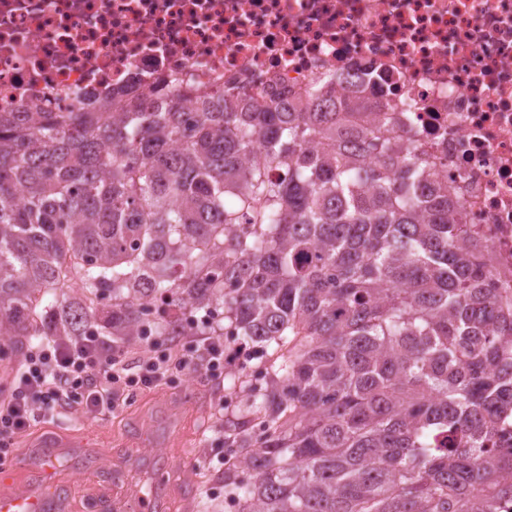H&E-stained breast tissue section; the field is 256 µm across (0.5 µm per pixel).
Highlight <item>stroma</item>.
Listing matches in <instances>:
<instances>
[{"instance_id":"1","label":"stroma","mask_w":512,"mask_h":512,"mask_svg":"<svg viewBox=\"0 0 512 512\" xmlns=\"http://www.w3.org/2000/svg\"><path fill=\"white\" fill-rule=\"evenodd\" d=\"M190 346L187 336L176 346L163 336L126 344L120 359L128 371H137L149 357L162 356L169 372L156 387L117 402L112 413L64 409L53 422L18 435L17 458L4 465L14 484L25 480L17 459L27 453L32 437L56 431L80 440L86 448L85 454L64 455L56 461L68 478L71 512H111L113 499L149 494L157 475L165 479L170 512H203L207 505L215 512H236L217 479L227 454L221 422L225 413L240 407L242 383L257 378L265 358L259 350L244 347L233 371L216 380L203 371L191 375L179 371L178 358L188 354ZM134 424L140 429L135 444L140 466L116 472L114 452L122 448Z\"/></svg>"}]
</instances>
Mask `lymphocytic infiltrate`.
<instances>
[{"label":"lymphocytic infiltrate","instance_id":"lymphocytic-infiltrate-1","mask_svg":"<svg viewBox=\"0 0 512 512\" xmlns=\"http://www.w3.org/2000/svg\"><path fill=\"white\" fill-rule=\"evenodd\" d=\"M163 374V360L150 359L138 375L122 376L118 358L92 334L74 341L44 339L29 352L13 378L9 401L0 405V463L9 460L16 433L50 422L59 408L77 404L108 413L113 386L148 387Z\"/></svg>","mask_w":512,"mask_h":512}]
</instances>
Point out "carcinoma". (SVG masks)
<instances>
[{
  "label": "carcinoma",
  "mask_w": 512,
  "mask_h": 512,
  "mask_svg": "<svg viewBox=\"0 0 512 512\" xmlns=\"http://www.w3.org/2000/svg\"><path fill=\"white\" fill-rule=\"evenodd\" d=\"M214 97L0 112V343L220 306L268 356L224 416L238 512H512V309L428 158L326 98Z\"/></svg>",
  "instance_id": "1"
}]
</instances>
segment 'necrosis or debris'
Instances as JSON below:
<instances>
[{"instance_id":"1","label":"necrosis or debris","mask_w":512,"mask_h":512,"mask_svg":"<svg viewBox=\"0 0 512 512\" xmlns=\"http://www.w3.org/2000/svg\"><path fill=\"white\" fill-rule=\"evenodd\" d=\"M362 105L436 178L512 285V0H0V112H85L162 80Z\"/></svg>"}]
</instances>
